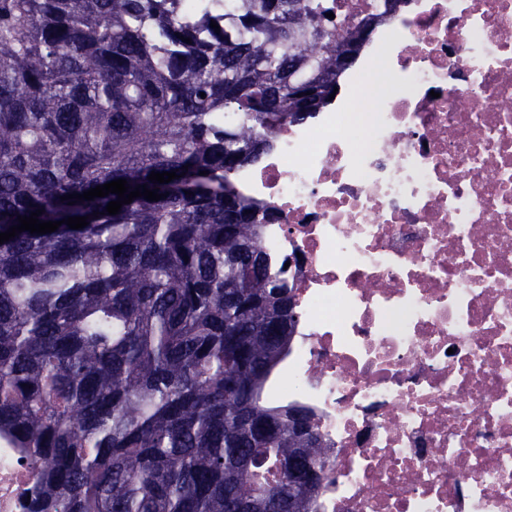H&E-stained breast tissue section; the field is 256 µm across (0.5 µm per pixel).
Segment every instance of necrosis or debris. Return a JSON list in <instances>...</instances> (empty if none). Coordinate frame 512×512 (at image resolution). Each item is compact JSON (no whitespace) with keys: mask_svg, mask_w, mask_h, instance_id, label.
Instances as JSON below:
<instances>
[{"mask_svg":"<svg viewBox=\"0 0 512 512\" xmlns=\"http://www.w3.org/2000/svg\"><path fill=\"white\" fill-rule=\"evenodd\" d=\"M361 56L386 78L364 122L277 123L236 179L277 211L315 510L512 512V0H402ZM31 487L0 447V512Z\"/></svg>","mask_w":512,"mask_h":512,"instance_id":"obj_1","label":"necrosis or debris"}]
</instances>
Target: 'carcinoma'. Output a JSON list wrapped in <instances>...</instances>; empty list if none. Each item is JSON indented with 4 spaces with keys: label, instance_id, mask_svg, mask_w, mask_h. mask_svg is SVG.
<instances>
[{
    "label": "carcinoma",
    "instance_id": "carcinoma-1",
    "mask_svg": "<svg viewBox=\"0 0 512 512\" xmlns=\"http://www.w3.org/2000/svg\"><path fill=\"white\" fill-rule=\"evenodd\" d=\"M213 21L0 0V233L36 210L88 222L0 244V443L34 464L31 512H314L322 481H289L292 458L325 470L292 418L309 409L270 396L294 295L261 243L273 208L234 176L272 120L331 102L364 41L319 0H226ZM117 179L167 197L61 200Z\"/></svg>",
    "mask_w": 512,
    "mask_h": 512
}]
</instances>
